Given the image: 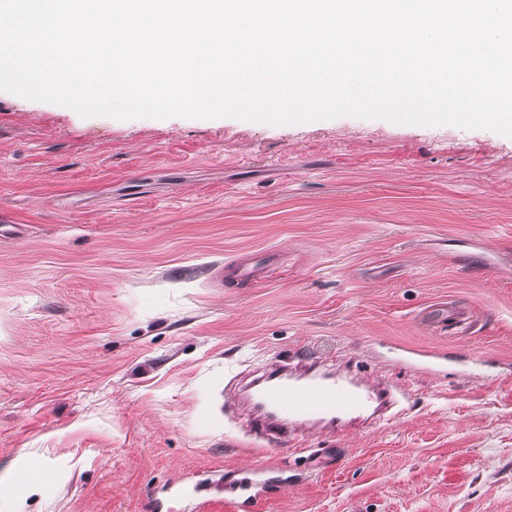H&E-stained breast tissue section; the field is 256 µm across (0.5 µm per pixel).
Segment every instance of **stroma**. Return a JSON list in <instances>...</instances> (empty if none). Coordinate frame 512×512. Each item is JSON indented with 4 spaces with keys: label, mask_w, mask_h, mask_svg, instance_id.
Returning a JSON list of instances; mask_svg holds the SVG:
<instances>
[{
    "label": "stroma",
    "mask_w": 512,
    "mask_h": 512,
    "mask_svg": "<svg viewBox=\"0 0 512 512\" xmlns=\"http://www.w3.org/2000/svg\"><path fill=\"white\" fill-rule=\"evenodd\" d=\"M0 215V512H229L263 460L261 512H512V137L0 92ZM311 365L398 413L270 446L243 386Z\"/></svg>",
    "instance_id": "35a3bbf8"
}]
</instances>
